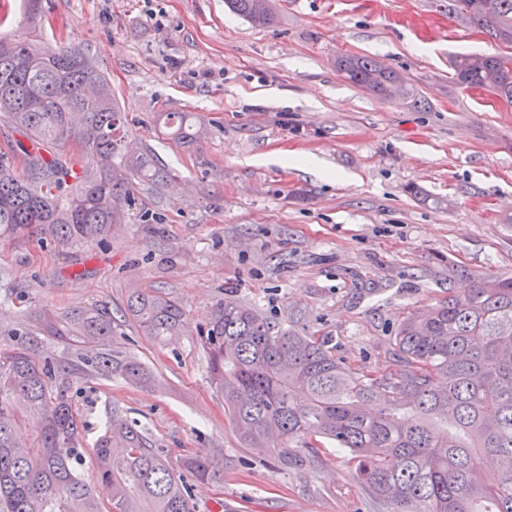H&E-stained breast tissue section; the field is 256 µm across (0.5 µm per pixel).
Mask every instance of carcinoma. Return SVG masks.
Returning <instances> with one entry per match:
<instances>
[{
    "mask_svg": "<svg viewBox=\"0 0 512 512\" xmlns=\"http://www.w3.org/2000/svg\"><path fill=\"white\" fill-rule=\"evenodd\" d=\"M254 26L276 19L256 0H225ZM448 13L497 41L512 31V0H448ZM512 55L464 54L453 81L512 103ZM338 73L384 98L400 79L369 56L345 55ZM0 122L32 149L0 150V235H50L62 244L102 241L135 205L139 184L167 177L149 149L127 151V130L109 78L89 52L42 45L35 35L0 39ZM164 123L176 143L195 138L185 112ZM80 147L82 165L67 160ZM448 298L404 316L394 336L399 368L372 377L347 368L327 342L282 328L233 295L218 299L197 331L211 384L240 439L286 467L319 437L345 449L355 475L390 512H512V276H473ZM185 312L160 288L134 289L124 317L159 341L180 335ZM37 329L0 342V512H197V482L221 484L213 458L186 455L173 468L117 408L92 454L101 494L77 468L83 422L72 376L147 378L124 346L112 312H35ZM76 352L66 362L46 349ZM30 428L20 442L17 431ZM487 455L502 467L488 475Z\"/></svg>",
    "mask_w": 512,
    "mask_h": 512,
    "instance_id": "carcinoma-1",
    "label": "carcinoma"
}]
</instances>
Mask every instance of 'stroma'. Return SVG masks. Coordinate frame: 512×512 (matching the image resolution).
Masks as SVG:
<instances>
[{
    "label": "stroma",
    "mask_w": 512,
    "mask_h": 512,
    "mask_svg": "<svg viewBox=\"0 0 512 512\" xmlns=\"http://www.w3.org/2000/svg\"><path fill=\"white\" fill-rule=\"evenodd\" d=\"M273 3L275 22L255 27L224 0H43V44L90 52L132 148L151 149L173 179L138 186L101 243L0 235V338L31 328L34 308L117 312L130 289H164L186 313L176 340L117 325L152 382L75 383L86 445L116 406L171 466L190 451L223 463L222 485L194 487L199 512L219 499L233 512H388L328 444L288 469L246 448L197 327L230 288L381 375L396 368L402 317L447 296L449 264L512 274V104L451 79L454 55L508 48L449 16L448 0ZM341 55L375 58L413 96L351 86ZM161 112L191 114L198 139L175 143ZM309 155L316 165H302Z\"/></svg>",
    "instance_id": "stroma-1"
}]
</instances>
